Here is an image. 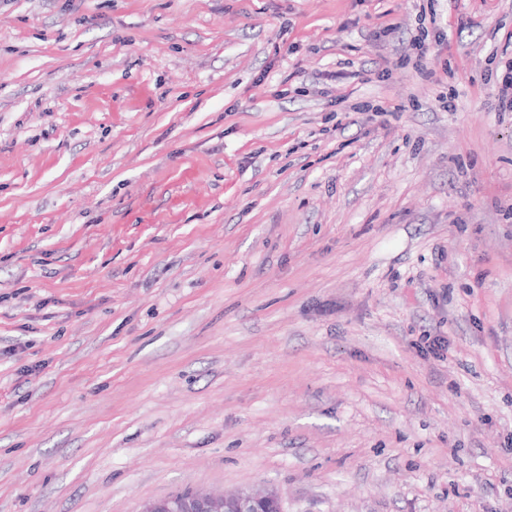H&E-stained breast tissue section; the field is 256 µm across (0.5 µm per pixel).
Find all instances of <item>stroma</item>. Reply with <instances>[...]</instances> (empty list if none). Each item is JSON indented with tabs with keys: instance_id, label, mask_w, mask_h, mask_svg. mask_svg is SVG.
<instances>
[{
	"instance_id": "stroma-1",
	"label": "stroma",
	"mask_w": 512,
	"mask_h": 512,
	"mask_svg": "<svg viewBox=\"0 0 512 512\" xmlns=\"http://www.w3.org/2000/svg\"><path fill=\"white\" fill-rule=\"evenodd\" d=\"M438 10L444 104L416 0H0V512H512V0ZM423 27H420L418 29V34L413 35L409 42H408V50H418L414 57V63L413 65L418 69L420 72H425L426 77H432L435 75L436 71L433 69H429L428 65L430 64V61L435 56V52L432 51L429 47L425 46V42L423 41L424 33L422 31ZM498 67L501 73L496 79L497 105L494 112H512V53L508 57L505 50L498 59ZM274 492H238L217 495L202 490H188L178 497L147 502L141 512H283Z\"/></svg>"
}]
</instances>
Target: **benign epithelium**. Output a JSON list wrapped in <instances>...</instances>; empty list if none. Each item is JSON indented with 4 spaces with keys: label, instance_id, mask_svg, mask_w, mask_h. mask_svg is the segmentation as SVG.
<instances>
[{
    "label": "benign epithelium",
    "instance_id": "7a95c632",
    "mask_svg": "<svg viewBox=\"0 0 512 512\" xmlns=\"http://www.w3.org/2000/svg\"><path fill=\"white\" fill-rule=\"evenodd\" d=\"M141 512H283V507L279 497L271 491L217 495L188 490L178 497L147 502Z\"/></svg>",
    "mask_w": 512,
    "mask_h": 512
}]
</instances>
